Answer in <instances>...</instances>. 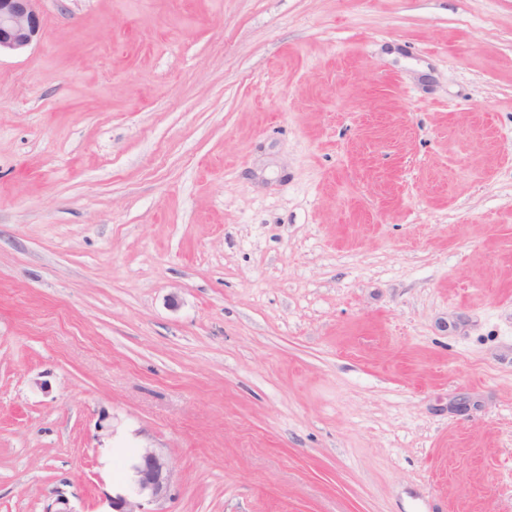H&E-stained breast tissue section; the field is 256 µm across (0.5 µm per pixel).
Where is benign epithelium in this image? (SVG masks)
<instances>
[{
    "instance_id": "benign-epithelium-1",
    "label": "benign epithelium",
    "mask_w": 512,
    "mask_h": 512,
    "mask_svg": "<svg viewBox=\"0 0 512 512\" xmlns=\"http://www.w3.org/2000/svg\"><path fill=\"white\" fill-rule=\"evenodd\" d=\"M39 0H0V53L22 51L40 37L42 17L37 10ZM139 500L119 496L110 499L113 512H151L147 506L165 499L171 482L168 459L158 450L147 448L141 463L135 467Z\"/></svg>"
}]
</instances>
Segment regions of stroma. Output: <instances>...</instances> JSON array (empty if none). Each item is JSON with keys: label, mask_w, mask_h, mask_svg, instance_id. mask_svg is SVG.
<instances>
[{"label": "stroma", "mask_w": 512, "mask_h": 512, "mask_svg": "<svg viewBox=\"0 0 512 512\" xmlns=\"http://www.w3.org/2000/svg\"><path fill=\"white\" fill-rule=\"evenodd\" d=\"M0 55V512H512V0H39ZM111 464H104V453ZM135 495L143 502L125 497L110 498L113 512H153L145 507L165 499L171 482V469L168 459L158 450L146 448L141 454V463L135 467Z\"/></svg>", "instance_id": "obj_1"}]
</instances>
